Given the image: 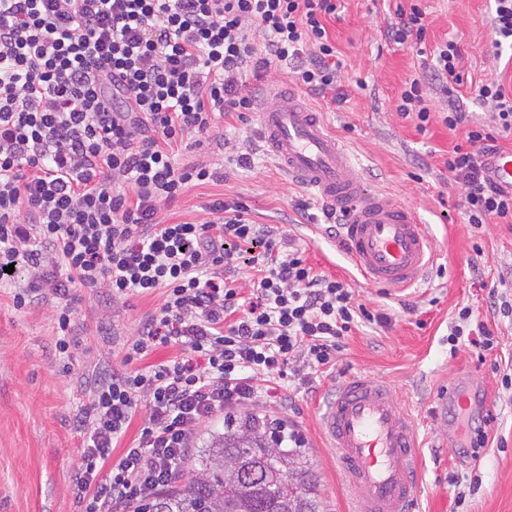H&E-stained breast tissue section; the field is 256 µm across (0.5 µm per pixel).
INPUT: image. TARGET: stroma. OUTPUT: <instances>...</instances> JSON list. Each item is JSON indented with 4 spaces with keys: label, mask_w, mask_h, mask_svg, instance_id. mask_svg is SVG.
Listing matches in <instances>:
<instances>
[{
    "label": "stroma",
    "mask_w": 512,
    "mask_h": 512,
    "mask_svg": "<svg viewBox=\"0 0 512 512\" xmlns=\"http://www.w3.org/2000/svg\"><path fill=\"white\" fill-rule=\"evenodd\" d=\"M341 10L328 28L340 52V80L346 103L305 92L328 127L351 153L368 189L412 207L427 224L434 258L411 287L392 289L369 283L356 273L338 240L295 223L294 204L309 202L313 222L322 208L305 189L288 179L268 152L254 121L228 115L219 132L248 148L253 163L225 165L215 140L180 149L176 159H209L224 164V179L190 188L158 218L170 224L200 221L215 199L237 200L249 217L285 234L304 248L316 271L349 281L356 300L386 313L385 327L366 325L345 337L333 371L316 375L313 386L291 384L290 397L262 394L253 412L288 421L318 465L320 492L330 512H349L350 502L331 448L321 433L329 397L350 375L363 373L390 387L399 410L418 433V498L412 512H512V389L501 386L512 371V319L492 311L488 289L512 281V226L466 224L462 190L444 170L459 134L431 122L418 132L396 111L406 78L426 73L424 55L386 40L397 18L396 0H339ZM427 11L428 45L455 38L472 82L496 78L512 85V58L496 56L486 22L489 0H420ZM13 290L0 288V512H81L77 482L83 437L76 417L87 404V381L94 365L124 370L123 343L140 320L158 309L161 295H133L115 304L101 288H76L70 308L77 343L67 358L56 349V306L42 300L16 310ZM492 330L495 351L451 353L448 333L461 307ZM468 382L481 389L496 420L492 443L479 456L461 448L463 434L444 414L448 391Z\"/></svg>",
    "instance_id": "stroma-1"
}]
</instances>
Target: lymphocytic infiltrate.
Masks as SVG:
<instances>
[{
  "mask_svg": "<svg viewBox=\"0 0 512 512\" xmlns=\"http://www.w3.org/2000/svg\"><path fill=\"white\" fill-rule=\"evenodd\" d=\"M336 0H0V284L25 266L15 309L58 301V354L71 348L72 289L104 288L113 302L162 292L126 344L124 359L181 344L183 355L95 378L77 425L83 512H129L167 486L199 426L252 404L261 386L301 384L333 366L344 336L387 314L354 298L351 284L315 271L303 251H280L273 230L238 201L214 200L212 220L160 223V206L191 186L223 180L208 161L176 164L174 148L215 131L225 113L255 111L249 78L291 69L293 82L345 102L326 22ZM386 39L422 44L425 13L398 7ZM430 79L406 81L396 110L426 131L439 119L464 129L444 162L460 185L469 224H512V190L489 167L512 133V93L477 85L487 118L458 102L463 53L432 50ZM444 105L436 107L434 95ZM256 269L243 296L229 273ZM462 307L452 351H492L494 333ZM147 412L132 445L111 461L139 400Z\"/></svg>",
  "mask_w": 512,
  "mask_h": 512,
  "instance_id": "1",
  "label": "lymphocytic infiltrate"
}]
</instances>
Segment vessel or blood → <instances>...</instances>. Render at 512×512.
<instances>
[{"mask_svg":"<svg viewBox=\"0 0 512 512\" xmlns=\"http://www.w3.org/2000/svg\"><path fill=\"white\" fill-rule=\"evenodd\" d=\"M269 96L260 112V134L289 178L343 214L342 241L355 270L385 287L418 282L432 259L431 238L418 214L366 189L361 171L306 99L276 89ZM321 425L351 512H411L419 445L391 388L363 374L348 377L326 404Z\"/></svg>","mask_w":512,"mask_h":512,"instance_id":"1","label":"vessel or blood"}]
</instances>
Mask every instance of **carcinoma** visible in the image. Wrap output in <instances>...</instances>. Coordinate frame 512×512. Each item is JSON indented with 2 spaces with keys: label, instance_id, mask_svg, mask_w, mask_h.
<instances>
[{
  "label": "carcinoma",
  "instance_id": "carcinoma-1",
  "mask_svg": "<svg viewBox=\"0 0 512 512\" xmlns=\"http://www.w3.org/2000/svg\"><path fill=\"white\" fill-rule=\"evenodd\" d=\"M133 512H329L316 468L280 419L243 411L185 457L174 488Z\"/></svg>",
  "mask_w": 512,
  "mask_h": 512
}]
</instances>
